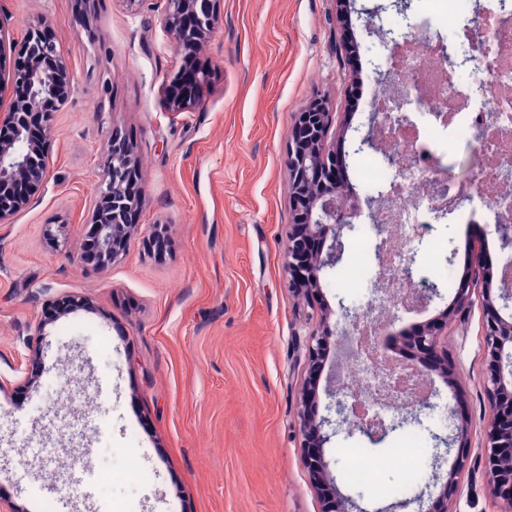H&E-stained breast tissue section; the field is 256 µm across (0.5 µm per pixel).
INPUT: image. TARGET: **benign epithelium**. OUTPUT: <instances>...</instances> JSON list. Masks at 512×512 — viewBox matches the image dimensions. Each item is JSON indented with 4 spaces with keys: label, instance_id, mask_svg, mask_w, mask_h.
Here are the masks:
<instances>
[{
    "label": "benign epithelium",
    "instance_id": "7a95c632",
    "mask_svg": "<svg viewBox=\"0 0 512 512\" xmlns=\"http://www.w3.org/2000/svg\"><path fill=\"white\" fill-rule=\"evenodd\" d=\"M220 0H166L163 27L176 50L184 51L202 45L215 32ZM25 65L17 70L15 84L20 90L10 104L0 106V128L12 129L11 138L0 141V187L13 185L18 193L0 194V224L10 223L13 216L39 195L48 180L47 140L51 113L43 111L47 102L66 104L75 93L72 71L56 41L47 37L42 24L28 26L21 40ZM201 105L193 96L167 98L171 112H183ZM333 113L324 100L316 96L296 113L289 133L287 166L289 193L293 206V222L289 225L284 266L288 286L302 296L321 288V273L336 264L345 247L342 230L351 226L356 215L355 194L343 179L344 167L336 152L327 148V136ZM137 163L134 147L117 132L110 135V153L103 173L95 186L92 212L94 236L92 260L87 250L79 259L95 267L115 261L126 250L136 225L125 216L142 200L143 191L130 187V175ZM482 255L476 254L468 274L461 280L453 298V307L429 320L409 341L410 357L419 365L410 366V374L424 379L437 371L454 383V367L445 351L443 330L453 315H464L473 306V294L481 293L483 314V362L481 382L489 404V418L484 430L486 482L494 496L505 503L502 512H512V426H504L501 415L512 411V313L502 310L512 302V290L502 289L493 298L490 289L479 288ZM437 291L410 290L407 306L424 310ZM502 305H496V300ZM345 326L342 338L350 340L357 329L360 315L339 304ZM334 311L326 308L305 340V372L301 387L299 430L306 448L304 465L322 500V512H365L351 498L344 496L333 478L324 456L330 435L325 428L333 422L348 423L373 440L385 438L395 426L380 419H366L354 414L353 395L336 399L327 411H335L337 419L318 416L311 406L315 398L312 385L318 369L324 368L330 354L338 346L336 325L331 323ZM469 423L457 425L452 442L457 444L456 459L448 469L439 495L427 512H449L448 501L458 491L466 466L469 447Z\"/></svg>",
    "mask_w": 512,
    "mask_h": 512
}]
</instances>
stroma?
<instances>
[{"instance_id": "1", "label": "stroma", "mask_w": 512, "mask_h": 512, "mask_svg": "<svg viewBox=\"0 0 512 512\" xmlns=\"http://www.w3.org/2000/svg\"><path fill=\"white\" fill-rule=\"evenodd\" d=\"M164 7L0 0V101L15 95L20 42L37 22L76 86L53 114L44 191L0 224V500L19 512L39 499L52 512H320L302 461L305 351L295 339L321 308L361 310L363 291L337 287L331 268L314 300L288 287V132L305 103L325 96L336 119L329 145L364 196L368 115L346 96L345 75L372 91L385 62L380 30L453 32L437 29L431 0H415L406 20L391 0H354L343 24L336 0H221L219 25L195 56L212 73L204 105L172 112L164 97L184 55L163 28ZM114 130L134 145L144 196L127 251L96 268L77 251ZM155 227L166 230L165 248L144 241ZM423 232L417 274L447 265L458 280L479 255L485 287L501 288L512 244L495 225L451 215ZM481 332L480 306L449 320L457 384L431 373L433 409L379 441L337 426L324 449L336 476L345 449L379 459L408 433L420 448L415 476L382 467L374 485L344 483V494L370 510L439 492L432 463L466 420L467 467L449 508L500 512L484 478Z\"/></svg>"}]
</instances>
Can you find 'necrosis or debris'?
I'll return each mask as SVG.
<instances>
[{
	"label": "necrosis or debris",
	"mask_w": 512,
	"mask_h": 512,
	"mask_svg": "<svg viewBox=\"0 0 512 512\" xmlns=\"http://www.w3.org/2000/svg\"><path fill=\"white\" fill-rule=\"evenodd\" d=\"M494 12L479 14V23L490 26L486 42L467 46L462 42L443 43L426 35L411 38L402 45L389 69L412 78L415 87L409 99L394 101L388 89L374 88L365 102L367 112H419L434 115L451 113L467 133L483 132L479 140L472 180L446 172L443 154L431 134L409 123L383 129L378 138L383 152L392 163L377 161L359 169L361 182L393 193L395 215L388 224L384 247L355 242L342 273L341 287H358L366 272L383 278L387 269H399L410 247L414 225L428 223L432 214L426 197L447 179L448 191L455 197V209L464 222L477 216L500 220L512 214L511 197H501V190L512 192V0H497ZM467 66L471 81L467 87H455L449 80V65ZM382 332L370 318L363 319L348 345L342 368L346 385L356 391L362 409L374 411L385 420L402 412L410 387L406 375L396 367L384 365L379 357ZM411 446L390 449L383 462L371 460L362 449H347L349 463L346 481L357 485L371 484L379 464L412 471Z\"/></svg>",
	"instance_id": "necrosis-or-debris-1"
}]
</instances>
